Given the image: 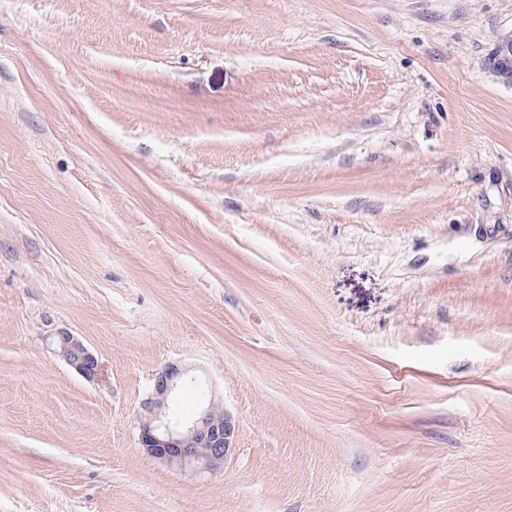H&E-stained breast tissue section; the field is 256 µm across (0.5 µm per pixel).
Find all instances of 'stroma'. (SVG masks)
<instances>
[{"mask_svg":"<svg viewBox=\"0 0 512 512\" xmlns=\"http://www.w3.org/2000/svg\"><path fill=\"white\" fill-rule=\"evenodd\" d=\"M510 33L512 0H0V512H512ZM171 364V412L236 419L217 472L138 444ZM492 61V70L499 81L512 87V33L498 39ZM50 345L56 356L84 378L95 379L100 374L98 357L70 331L58 330L55 336H50Z\"/></svg>","mask_w":512,"mask_h":512,"instance_id":"obj_1","label":"stroma"}]
</instances>
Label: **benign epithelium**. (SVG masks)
Here are the masks:
<instances>
[{
    "mask_svg": "<svg viewBox=\"0 0 512 512\" xmlns=\"http://www.w3.org/2000/svg\"><path fill=\"white\" fill-rule=\"evenodd\" d=\"M492 70L499 81L512 87V33L498 39ZM53 353L76 373L95 379L100 374L98 357L66 329L50 337ZM181 372L169 366L158 373L151 398L143 405L138 444L147 455L179 468L217 471L235 448L236 420L227 410L209 402L192 420L173 421L166 414L169 399L178 390Z\"/></svg>",
    "mask_w": 512,
    "mask_h": 512,
    "instance_id": "1",
    "label": "benign epithelium"
}]
</instances>
